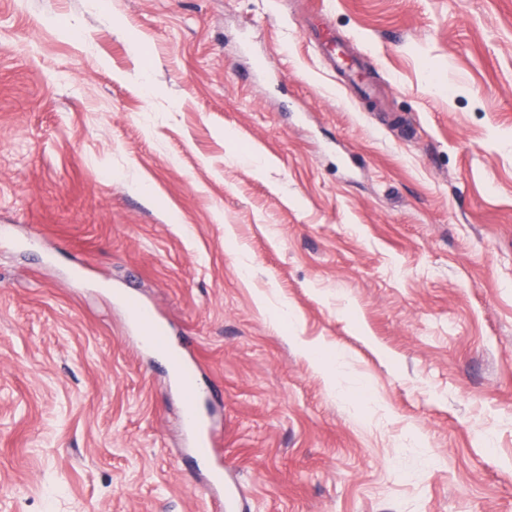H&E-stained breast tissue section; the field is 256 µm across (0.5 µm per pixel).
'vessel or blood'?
<instances>
[{
    "label": "vessel or blood",
    "instance_id": "vessel-or-blood-1",
    "mask_svg": "<svg viewBox=\"0 0 512 512\" xmlns=\"http://www.w3.org/2000/svg\"><path fill=\"white\" fill-rule=\"evenodd\" d=\"M124 303L131 311L130 332L138 347L166 359L171 381L185 396L181 413L184 443L190 457L202 465L200 485L205 495L216 512H252L251 503L240 494L238 480L225 469L224 458L217 448L213 411L220 397L216 392L198 387L196 368L189 359V340H173L148 302L128 296Z\"/></svg>",
    "mask_w": 512,
    "mask_h": 512
}]
</instances>
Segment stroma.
<instances>
[{"label":"stroma","mask_w":512,"mask_h":512,"mask_svg":"<svg viewBox=\"0 0 512 512\" xmlns=\"http://www.w3.org/2000/svg\"><path fill=\"white\" fill-rule=\"evenodd\" d=\"M2 225L0 512H213L127 285L253 512H512V0H0Z\"/></svg>","instance_id":"35a3bbf8"}]
</instances>
